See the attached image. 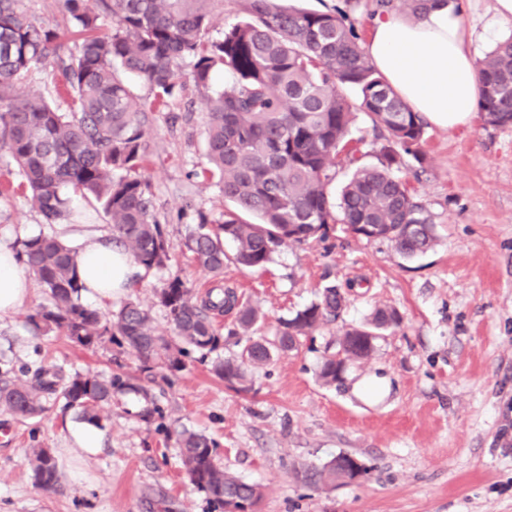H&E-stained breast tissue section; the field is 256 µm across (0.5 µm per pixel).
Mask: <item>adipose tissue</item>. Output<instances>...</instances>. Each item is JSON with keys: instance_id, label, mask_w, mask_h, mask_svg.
<instances>
[{"instance_id": "1", "label": "adipose tissue", "mask_w": 512, "mask_h": 512, "mask_svg": "<svg viewBox=\"0 0 512 512\" xmlns=\"http://www.w3.org/2000/svg\"><path fill=\"white\" fill-rule=\"evenodd\" d=\"M472 36L462 11L447 0H431L412 20L376 16L366 54L413 111L434 125L454 129L470 123L482 94ZM79 259V276L93 298L123 293L136 272L123 248L101 235L84 239ZM30 291L14 251L0 245V316L17 311Z\"/></svg>"}]
</instances>
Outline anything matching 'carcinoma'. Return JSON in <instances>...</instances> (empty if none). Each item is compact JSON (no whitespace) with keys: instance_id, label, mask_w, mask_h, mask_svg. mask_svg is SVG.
I'll return each instance as SVG.
<instances>
[{"instance_id":"obj_1","label":"carcinoma","mask_w":512,"mask_h":512,"mask_svg":"<svg viewBox=\"0 0 512 512\" xmlns=\"http://www.w3.org/2000/svg\"><path fill=\"white\" fill-rule=\"evenodd\" d=\"M212 0H62L73 30L39 23L22 0H0V149L14 161L27 201L52 226L71 217V196L93 199L122 245L141 269L162 270L169 243L155 214L151 183L139 170L147 150L142 117L164 106L180 87L181 62L192 63V80L204 90L207 114L204 174L218 178L231 208L212 223L199 212L185 239L188 259L218 278L228 262L262 268L286 243L325 238L336 228L355 234L359 224H389L386 241L406 257L437 243L425 205L399 173L407 159L424 160V119L385 82L362 50L359 34L343 11L286 8L278 0H239L242 18L207 40ZM112 13V32L100 19ZM73 35V46L64 39ZM67 49L65 56L59 51ZM59 56L66 110L44 98H19L16 88L49 55ZM224 67L232 81L212 89L213 70ZM145 81L153 100L137 97L125 75ZM481 116L490 126L512 125V37L480 62ZM363 113L381 139L377 163L359 164L351 138L355 114ZM353 167L337 200L328 194L330 173ZM237 248L230 257L224 241ZM18 260L44 286L48 303L28 316L37 330L58 331L92 348L108 342L135 355L149 371L184 368L195 352L204 361L224 345L216 326L234 316L229 336L246 337L234 359L212 362L213 373L247 390V371L336 317L344 295L334 286L282 323L277 340L258 335L262 315L232 288H211L199 297L179 272H169L157 292L177 342L161 336L148 310L127 302L105 319L81 302L78 251L53 234L19 243ZM400 324L396 310L380 307L366 325L343 333L338 347L350 352L353 336H383ZM130 379L87 372L66 376L43 366L31 383L0 372V406L27 419L55 397L79 410L81 420L100 426L101 408ZM190 482L204 492L213 512L231 500L256 504L259 488L214 463L216 443L186 428L176 432ZM26 464L35 482H57L49 448H32Z\"/></svg>"}]
</instances>
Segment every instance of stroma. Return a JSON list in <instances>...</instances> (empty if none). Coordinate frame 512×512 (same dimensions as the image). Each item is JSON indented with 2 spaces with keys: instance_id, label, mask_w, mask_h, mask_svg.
<instances>
[{
  "instance_id": "35a3bbf8",
  "label": "stroma",
  "mask_w": 512,
  "mask_h": 512,
  "mask_svg": "<svg viewBox=\"0 0 512 512\" xmlns=\"http://www.w3.org/2000/svg\"><path fill=\"white\" fill-rule=\"evenodd\" d=\"M457 2L474 30V60L512 36V23L491 26L494 0ZM191 71L182 62L181 90L145 115L141 173L168 234L170 270L202 292L211 278L187 265L182 242L197 212L218 223L228 203L216 182L195 176L207 164V118ZM423 150L424 164L410 163L402 176L431 215L433 249L407 259L388 242L337 230L282 246L263 270L228 265L225 284L262 311L260 333L270 338L322 288L346 296L336 321L252 369L241 392L194 354L182 371L151 376L117 346L86 349L35 333L26 317L46 293L32 280L26 303L0 318V361L13 367V379L53 364L67 375L121 371L135 388L102 410L101 449L73 461L64 454L81 424L77 410L59 403L27 420L0 411V512H210L185 476L175 439L182 428L212 438L217 465L262 488L256 512H512V125L490 127L478 116L451 131L429 124ZM20 182L0 151V244L12 249L51 230ZM72 209L71 225L54 229L70 245L87 232L109 233L96 202L76 196ZM168 272L138 271L124 293L82 302L103 313L138 302L158 332L172 336L154 296ZM379 307L397 309L400 326L324 384L320 366L342 329ZM151 404L156 410L143 421ZM37 447L55 455L53 488L37 485L24 463ZM342 453L364 465L362 478L302 481L303 470Z\"/></svg>"
}]
</instances>
